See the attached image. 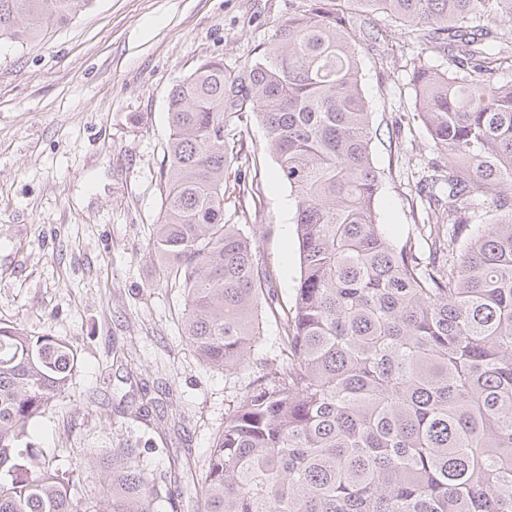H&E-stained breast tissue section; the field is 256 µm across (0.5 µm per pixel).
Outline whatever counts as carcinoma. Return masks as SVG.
<instances>
[{
  "instance_id": "carcinoma-1",
  "label": "carcinoma",
  "mask_w": 512,
  "mask_h": 512,
  "mask_svg": "<svg viewBox=\"0 0 512 512\" xmlns=\"http://www.w3.org/2000/svg\"><path fill=\"white\" fill-rule=\"evenodd\" d=\"M92 3L0 0V45L36 41ZM375 14L421 50L413 118L435 157L410 209L426 256L377 219L384 173L361 55L383 39ZM511 27L512 0H309L254 59L207 60L170 90L152 252L184 290L185 338L207 367L236 370L266 313L286 358L225 414L203 512H512ZM251 114L295 199L300 279L283 313L276 272L224 218L228 179L256 166L237 137ZM76 368L68 341L0 324V512L175 504L197 478L190 448L159 478L133 444L88 449L112 489L95 503L32 448Z\"/></svg>"
}]
</instances>
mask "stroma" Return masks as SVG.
<instances>
[{
	"instance_id": "35a3bbf8",
	"label": "stroma",
	"mask_w": 512,
	"mask_h": 512,
	"mask_svg": "<svg viewBox=\"0 0 512 512\" xmlns=\"http://www.w3.org/2000/svg\"><path fill=\"white\" fill-rule=\"evenodd\" d=\"M305 0H94L67 25L24 46H0V323L70 342L75 378L39 422L34 442L105 494L101 454L155 432L127 420L121 402L149 396L182 423L205 460L224 414L281 360V329L240 369L207 368L186 341L181 288L160 280L151 254L168 139V94L201 62L253 59ZM363 87L378 136L374 165L387 177L379 222L394 240L418 239L410 212L432 156L414 121L410 56L393 73L363 54ZM240 137L255 150L259 195L225 205L251 227L259 264L275 268L277 304L291 306L300 277L294 197L266 149L261 121Z\"/></svg>"
}]
</instances>
